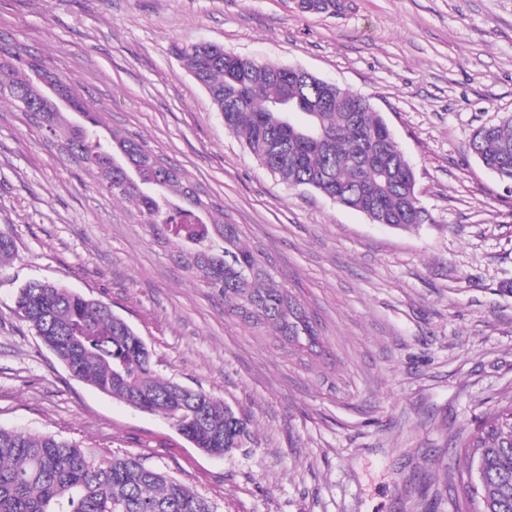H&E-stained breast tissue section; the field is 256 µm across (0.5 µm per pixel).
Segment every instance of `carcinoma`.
<instances>
[{
	"label": "carcinoma",
	"instance_id": "carcinoma-1",
	"mask_svg": "<svg viewBox=\"0 0 512 512\" xmlns=\"http://www.w3.org/2000/svg\"><path fill=\"white\" fill-rule=\"evenodd\" d=\"M207 91L226 128L291 187L339 196L345 207L398 229L419 226L415 174L391 130L369 101L334 90L299 68L257 61L211 43L173 46ZM0 89L46 122L51 137L98 170L103 187L142 214L154 233L179 245L186 266L224 295L232 311L282 336L313 335L294 311L288 289L239 244L221 209L201 205L179 172L145 145L107 129L67 83L83 118L57 112L44 70L0 45ZM471 153L512 183V115L479 127ZM14 256L0 232V270ZM18 314L72 376L141 411L162 415L195 447L212 454L241 448L250 419L202 389L162 376L143 339L110 305L59 283L30 280L15 293ZM462 494L469 512H512V400L475 417L461 446ZM0 512H215L211 503L162 469L134 455L95 453L76 440L0 428Z\"/></svg>",
	"mask_w": 512,
	"mask_h": 512
}]
</instances>
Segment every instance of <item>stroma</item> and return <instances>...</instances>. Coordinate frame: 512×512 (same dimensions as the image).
I'll list each match as a JSON object with an SVG mask.
<instances>
[{
    "instance_id": "1",
    "label": "stroma",
    "mask_w": 512,
    "mask_h": 512,
    "mask_svg": "<svg viewBox=\"0 0 512 512\" xmlns=\"http://www.w3.org/2000/svg\"><path fill=\"white\" fill-rule=\"evenodd\" d=\"M303 68L369 98L428 219L373 223L291 187L230 133L175 43ZM0 44L70 80L224 211L314 327L291 342L228 310L139 212L100 190L32 113L0 101V427L132 454L217 512H466L475 416L512 399V187L471 154L512 114V0H0ZM109 304L157 370L251 420L210 456L160 416L71 376L17 313L25 281Z\"/></svg>"
}]
</instances>
